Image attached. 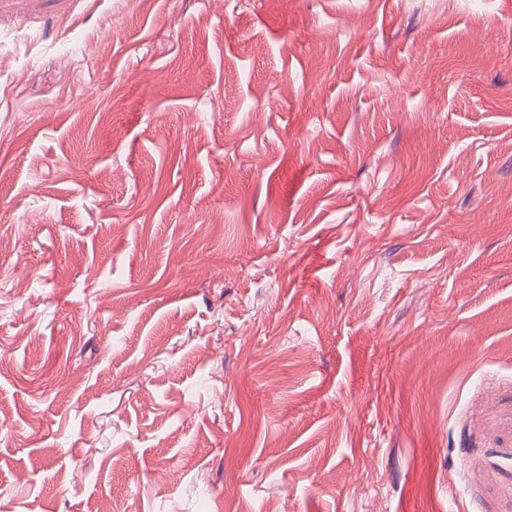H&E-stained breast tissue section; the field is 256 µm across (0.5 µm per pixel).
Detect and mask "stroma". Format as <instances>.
<instances>
[{
    "label": "stroma",
    "instance_id": "stroma-1",
    "mask_svg": "<svg viewBox=\"0 0 512 512\" xmlns=\"http://www.w3.org/2000/svg\"><path fill=\"white\" fill-rule=\"evenodd\" d=\"M0 512H512V0H0Z\"/></svg>",
    "mask_w": 512,
    "mask_h": 512
}]
</instances>
